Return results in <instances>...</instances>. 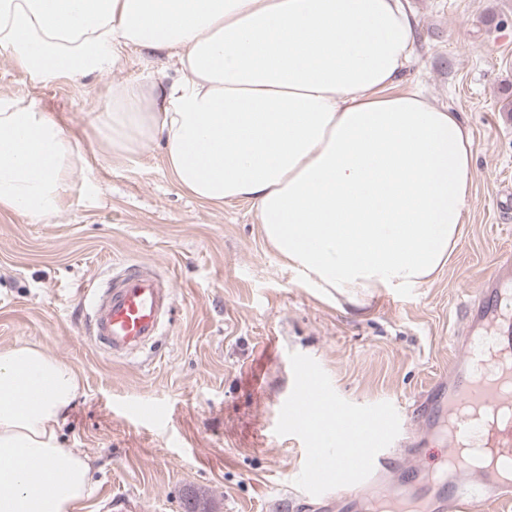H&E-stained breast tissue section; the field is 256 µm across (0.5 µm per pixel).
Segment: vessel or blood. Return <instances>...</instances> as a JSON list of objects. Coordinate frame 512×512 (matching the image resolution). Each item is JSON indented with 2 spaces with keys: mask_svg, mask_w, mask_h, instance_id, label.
<instances>
[{
  "mask_svg": "<svg viewBox=\"0 0 512 512\" xmlns=\"http://www.w3.org/2000/svg\"><path fill=\"white\" fill-rule=\"evenodd\" d=\"M512 259H498L463 308L464 331L455 345L466 357L449 362L440 378L414 403L419 434L399 436L391 410L360 412L333 404L330 394L306 373L284 417L308 424L302 478L306 501L317 512H365L375 493L387 512L401 500L419 512H493L512 501ZM168 281L144 262L122 265L89 299L88 333L111 357L138 352L158 336L169 311ZM334 406L342 429L322 442L316 426L324 407ZM456 417L448 435V469L440 477L421 465L422 444L439 435L443 415Z\"/></svg>",
  "mask_w": 512,
  "mask_h": 512,
  "instance_id": "vessel-or-blood-1",
  "label": "vessel or blood"
}]
</instances>
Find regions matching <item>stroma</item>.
Here are the masks:
<instances>
[{"instance_id": "35a3bbf8", "label": "stroma", "mask_w": 512, "mask_h": 512, "mask_svg": "<svg viewBox=\"0 0 512 512\" xmlns=\"http://www.w3.org/2000/svg\"><path fill=\"white\" fill-rule=\"evenodd\" d=\"M409 8L402 81L470 130L471 190L458 245L434 278L361 306L299 284L250 203L181 190L160 145L102 154L88 114L110 86L146 71L176 78L166 54L47 83L0 55V96L54 113L82 158L59 216L32 224L0 209V350L34 344L82 382L60 429L93 468L75 512H293L306 439L281 413L300 365L352 409L390 408L404 430L414 399L447 373L461 302L512 256V0ZM139 260L170 278L172 308L159 336L119 360L90 341L84 294L113 263ZM128 402L163 412L135 422Z\"/></svg>"}]
</instances>
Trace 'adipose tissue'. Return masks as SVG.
Here are the masks:
<instances>
[{
	"instance_id": "adipose-tissue-1",
	"label": "adipose tissue",
	"mask_w": 512,
	"mask_h": 512,
	"mask_svg": "<svg viewBox=\"0 0 512 512\" xmlns=\"http://www.w3.org/2000/svg\"><path fill=\"white\" fill-rule=\"evenodd\" d=\"M413 36L404 0H0V54L35 81L117 69L130 49L173 58L177 79L111 87L90 126L131 156L162 141L180 189L252 203L301 283L355 305L429 281L470 195L459 115L399 86ZM80 163L53 113L0 97V209L58 216ZM80 389L37 346L0 351V512L89 494V459L60 437Z\"/></svg>"
}]
</instances>
